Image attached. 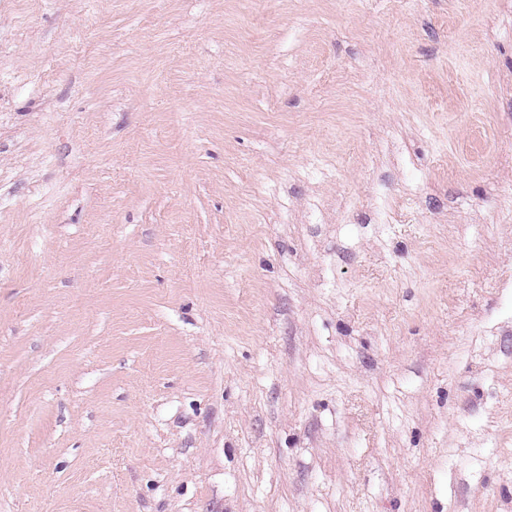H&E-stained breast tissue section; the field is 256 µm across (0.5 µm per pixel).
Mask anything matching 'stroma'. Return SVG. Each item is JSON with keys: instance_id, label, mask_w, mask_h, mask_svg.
<instances>
[{"instance_id": "stroma-1", "label": "stroma", "mask_w": 512, "mask_h": 512, "mask_svg": "<svg viewBox=\"0 0 512 512\" xmlns=\"http://www.w3.org/2000/svg\"><path fill=\"white\" fill-rule=\"evenodd\" d=\"M0 512H512V0H0Z\"/></svg>"}]
</instances>
